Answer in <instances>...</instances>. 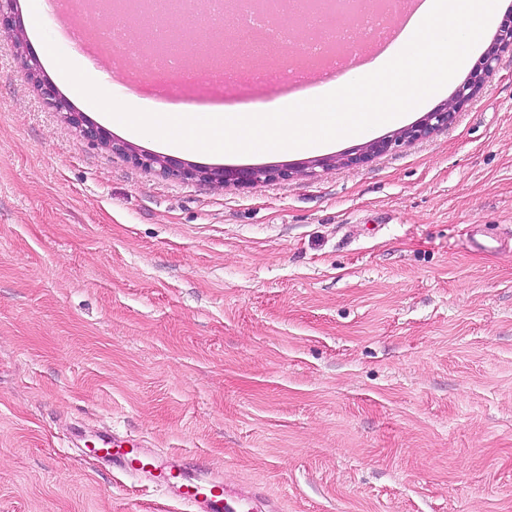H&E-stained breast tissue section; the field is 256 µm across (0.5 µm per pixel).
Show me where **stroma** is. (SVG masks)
<instances>
[{"label": "stroma", "instance_id": "1", "mask_svg": "<svg viewBox=\"0 0 512 512\" xmlns=\"http://www.w3.org/2000/svg\"><path fill=\"white\" fill-rule=\"evenodd\" d=\"M18 10L41 57L55 19ZM131 61L137 109L288 101L285 54L253 85ZM394 132L179 159L301 167ZM78 425L281 512H512V51L429 138L220 190L79 136L0 37V512H193Z\"/></svg>", "mask_w": 512, "mask_h": 512}]
</instances>
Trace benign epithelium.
<instances>
[{"instance_id":"1","label":"benign epithelium","mask_w":512,"mask_h":512,"mask_svg":"<svg viewBox=\"0 0 512 512\" xmlns=\"http://www.w3.org/2000/svg\"><path fill=\"white\" fill-rule=\"evenodd\" d=\"M17 19V0H0V33L6 32L12 38L28 80L40 89L45 99L48 100V104L59 112L70 126L78 130L83 138L100 144L114 153L121 154L135 165L149 169L164 178L205 181L218 188L244 187L258 182L287 180L309 174V171L303 167H248L209 170L159 154L132 151L128 144L109 137L104 129L89 121L83 113L75 111L70 103L60 96L50 82L44 78L38 60L33 56H27L24 51V31L21 25L17 24ZM505 50H512V20L504 22L479 65L455 89L448 102L425 113L420 121L393 135L370 141L357 148L354 153L336 156V163L344 166L362 165L389 151L394 145L409 140L428 138L435 132L451 125L459 110L479 95L487 80L495 73L499 54Z\"/></svg>"}]
</instances>
